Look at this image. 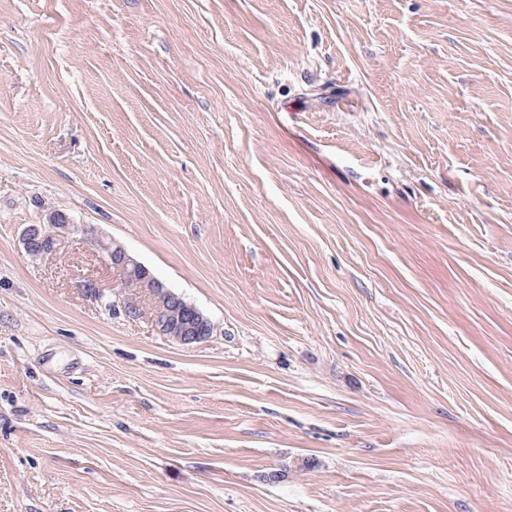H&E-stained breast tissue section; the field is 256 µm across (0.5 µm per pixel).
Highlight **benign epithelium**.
<instances>
[{
    "label": "benign epithelium",
    "mask_w": 512,
    "mask_h": 512,
    "mask_svg": "<svg viewBox=\"0 0 512 512\" xmlns=\"http://www.w3.org/2000/svg\"><path fill=\"white\" fill-rule=\"evenodd\" d=\"M80 232L86 236L99 253L106 255L112 268L119 276V287L123 293L121 309L125 318L137 321L146 319L153 331L177 343L189 345L206 339L211 324L193 305L182 301L170 289L154 277L150 271L136 261L120 245L99 236L94 227L88 224H61L53 213L46 224H29L21 233L24 250L37 244L44 256L53 255L61 239L71 233ZM81 287L107 309L115 303L105 294L98 283L87 280Z\"/></svg>",
    "instance_id": "obj_1"
}]
</instances>
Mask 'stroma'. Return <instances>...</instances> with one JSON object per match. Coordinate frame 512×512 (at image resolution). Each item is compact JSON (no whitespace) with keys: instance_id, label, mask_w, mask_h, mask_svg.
<instances>
[{"instance_id":"1","label":"stroma","mask_w":512,"mask_h":512,"mask_svg":"<svg viewBox=\"0 0 512 512\" xmlns=\"http://www.w3.org/2000/svg\"><path fill=\"white\" fill-rule=\"evenodd\" d=\"M0 512H512V0H0ZM48 224H29L21 233L25 251L33 244L41 248L42 256L53 255L61 239L71 232H81L98 253L106 255L119 276L123 296L121 309L128 320L147 319L153 331L180 344L204 341L212 327L207 317L193 305L183 302L154 277L121 246L99 236L89 224H58L56 213L50 214ZM187 316V318H183Z\"/></svg>"}]
</instances>
